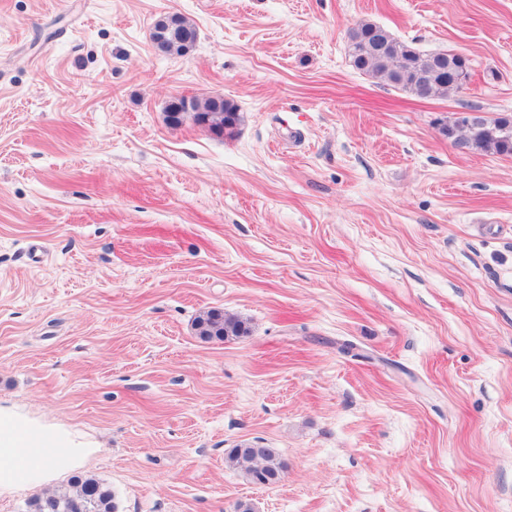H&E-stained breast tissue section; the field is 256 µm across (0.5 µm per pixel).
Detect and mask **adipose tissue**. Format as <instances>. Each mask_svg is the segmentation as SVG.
<instances>
[{"label":"adipose tissue","instance_id":"ef3b65f1","mask_svg":"<svg viewBox=\"0 0 512 512\" xmlns=\"http://www.w3.org/2000/svg\"><path fill=\"white\" fill-rule=\"evenodd\" d=\"M79 454V449L59 446L43 430L23 428L11 413L0 410V494L74 468Z\"/></svg>","mask_w":512,"mask_h":512}]
</instances>
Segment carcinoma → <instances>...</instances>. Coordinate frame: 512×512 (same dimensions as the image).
<instances>
[{"instance_id": "cac0c4a2", "label": "carcinoma", "mask_w": 512, "mask_h": 512, "mask_svg": "<svg viewBox=\"0 0 512 512\" xmlns=\"http://www.w3.org/2000/svg\"><path fill=\"white\" fill-rule=\"evenodd\" d=\"M170 21L183 32L197 34L195 25L177 14L158 19L153 31L165 28ZM348 41L351 63L356 70L372 79L400 87L420 100L446 97L460 90V75H470L469 57L449 52L448 59L443 61L437 53L423 54L413 46L397 41L387 30L371 22L351 28ZM194 109L217 132L231 133L239 121L237 105L227 99L218 110L208 98L196 101ZM441 132L468 151L512 155L511 117L489 118L472 114L467 124L445 125ZM195 327L197 335L205 339L222 340L227 336L247 334L243 321L212 311L198 318ZM227 461L249 477L259 468L276 471L281 464L271 448L262 449L258 456L233 448ZM55 503L58 504V512H116L111 488L95 478L74 477L64 486L34 497L28 502L26 512H49Z\"/></svg>"}]
</instances>
